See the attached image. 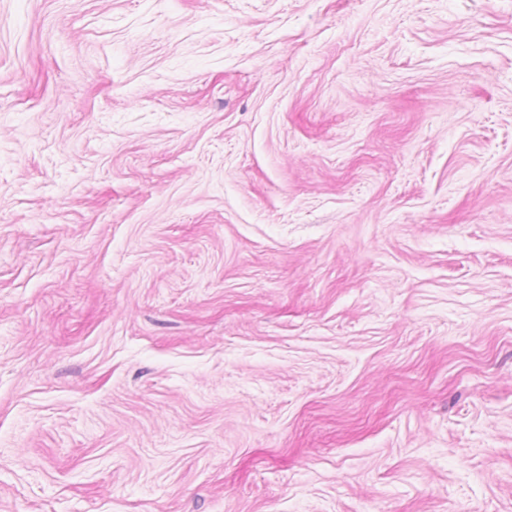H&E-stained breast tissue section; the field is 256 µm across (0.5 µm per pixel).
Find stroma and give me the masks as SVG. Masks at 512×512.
I'll list each match as a JSON object with an SVG mask.
<instances>
[{
	"label": "stroma",
	"instance_id": "obj_1",
	"mask_svg": "<svg viewBox=\"0 0 512 512\" xmlns=\"http://www.w3.org/2000/svg\"><path fill=\"white\" fill-rule=\"evenodd\" d=\"M0 512H512V0H0Z\"/></svg>",
	"mask_w": 512,
	"mask_h": 512
}]
</instances>
